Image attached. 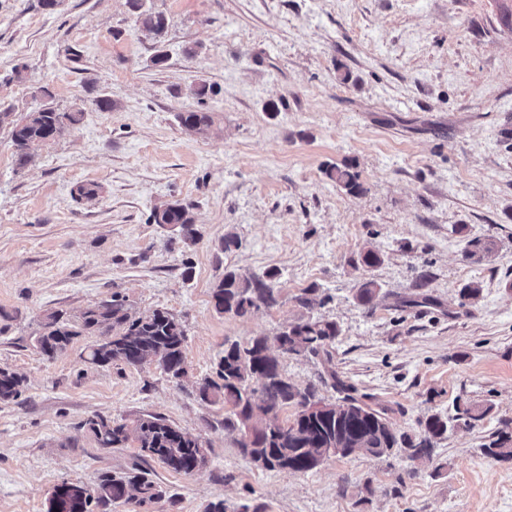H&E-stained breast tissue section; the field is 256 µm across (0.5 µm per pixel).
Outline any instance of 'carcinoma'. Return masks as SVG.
Instances as JSON below:
<instances>
[{
  "mask_svg": "<svg viewBox=\"0 0 512 512\" xmlns=\"http://www.w3.org/2000/svg\"><path fill=\"white\" fill-rule=\"evenodd\" d=\"M128 5L135 28L162 36L167 26L163 13L145 7L144 0H128ZM82 115L80 108L59 112L46 106L20 113L0 112V125L6 123L11 127L16 169L28 167L42 146L65 128L78 124ZM178 120L185 131L193 134L207 132L215 125L213 114L206 110L181 112ZM322 172L346 193L362 192L359 176L351 165L326 164ZM150 220L179 227V238L185 244L196 241L189 204L179 200L162 202L154 208ZM276 277L274 270L259 275L225 269L224 278L212 288L214 309L246 317L273 305L276 298L272 283ZM83 335L112 337L107 351L94 342L88 345L86 361L91 365L123 363L136 367L155 363L171 379L187 374L185 332L180 321L161 309L136 312L118 292L111 299L84 309L76 321L63 318L59 311L46 314L36 339L37 349L51 358ZM339 335L336 323L309 317L289 324L271 339L255 336L244 342H224V355L214 375L203 380L199 392L202 400L224 406V430L250 431L252 441L239 443V448L257 467L307 473L331 457H347L355 451L374 458L389 456L400 444L408 449L411 461L431 458L432 440L447 432V420L432 415L424 422V437L419 443L400 440L389 422L390 408L366 403L365 396H356V389L341 380L331 367L325 373L331 386L341 394L336 408L322 416L303 414L301 408L314 402V391H302L288 380L279 358L271 351L270 340L280 341L285 353L322 355L329 363L331 348ZM23 388L24 377L0 366V403L19 399ZM293 406V418L280 421L279 413ZM83 427L99 448H119L133 440L144 456L179 474L192 473L201 457L200 450H208L202 438L182 431L160 416L140 417L130 426L97 415L87 419ZM485 452L496 460L512 461V434L500 432ZM68 494L71 499L66 512H96L114 504L143 505L162 498L163 490L147 469L136 464L128 472L102 475L88 495L84 494L83 484L68 481L52 492V496L60 498Z\"/></svg>",
  "mask_w": 512,
  "mask_h": 512,
  "instance_id": "1",
  "label": "carcinoma"
}]
</instances>
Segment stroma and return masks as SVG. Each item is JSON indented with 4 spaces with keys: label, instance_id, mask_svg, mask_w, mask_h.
Listing matches in <instances>:
<instances>
[{
    "label": "stroma",
    "instance_id": "obj_1",
    "mask_svg": "<svg viewBox=\"0 0 512 512\" xmlns=\"http://www.w3.org/2000/svg\"><path fill=\"white\" fill-rule=\"evenodd\" d=\"M147 3L167 17L161 37L134 28L127 0H64L53 13L0 0V110H83L19 172L0 126V366L25 379L19 400L0 403V512H46L61 482L92 485L136 463L164 492L137 512L219 500L228 512H512V462L484 452L512 422V29L497 0ZM201 81L214 89L203 101L189 92ZM101 97L112 111L96 108ZM200 108L215 130L186 132L178 113ZM344 162L360 194L324 177ZM88 182L103 188L97 204L74 196ZM167 200L191 205L195 243L172 245L173 226L150 223ZM228 232L239 240L229 252ZM474 239L494 244L479 262ZM368 248L381 257L372 268L359 261ZM228 267L276 270V304L217 313L211 290ZM367 280L378 286L370 305L356 298ZM473 282L471 302L462 290ZM308 288L320 300L305 308ZM115 292L181 321L186 378L91 366L88 336L51 360L38 352L45 313L75 316ZM301 316L340 334L331 362L281 356L291 381L306 387L333 365L390 406L399 437L448 417L429 464L397 449L292 473L240 452L223 406L196 389L225 340L271 337ZM458 404L486 414L453 420ZM97 414L165 417L207 442L208 463L178 474L135 442L97 447L82 426Z\"/></svg>",
    "mask_w": 512,
    "mask_h": 512
}]
</instances>
